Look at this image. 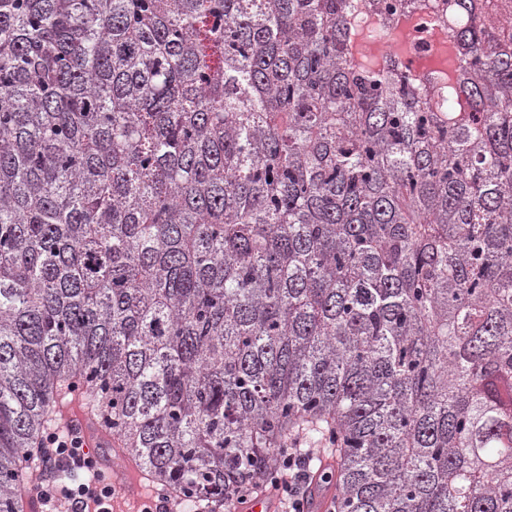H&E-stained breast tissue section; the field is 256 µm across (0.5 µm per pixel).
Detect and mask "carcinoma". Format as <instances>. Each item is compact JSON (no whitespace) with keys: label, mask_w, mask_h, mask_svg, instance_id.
Returning a JSON list of instances; mask_svg holds the SVG:
<instances>
[{"label":"carcinoma","mask_w":512,"mask_h":512,"mask_svg":"<svg viewBox=\"0 0 512 512\" xmlns=\"http://www.w3.org/2000/svg\"><path fill=\"white\" fill-rule=\"evenodd\" d=\"M0 0V512L66 393L191 509L301 430L337 512H512V0ZM433 19L428 15L417 16L414 27L410 30L408 38L411 44V53L407 63L414 69L424 67L428 62L429 44L431 43L435 26H431Z\"/></svg>","instance_id":"1"}]
</instances>
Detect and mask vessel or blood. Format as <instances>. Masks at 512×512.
<instances>
[{"label": "vessel or blood", "instance_id": "obj_1", "mask_svg": "<svg viewBox=\"0 0 512 512\" xmlns=\"http://www.w3.org/2000/svg\"><path fill=\"white\" fill-rule=\"evenodd\" d=\"M76 425L83 448L90 452L98 468L110 473L113 486L129 495L141 491L142 473L133 462L123 457L120 449L113 447L111 434L99 425L93 409L88 408L79 413ZM336 493L334 464L322 461L308 488V512H329Z\"/></svg>", "mask_w": 512, "mask_h": 512}]
</instances>
